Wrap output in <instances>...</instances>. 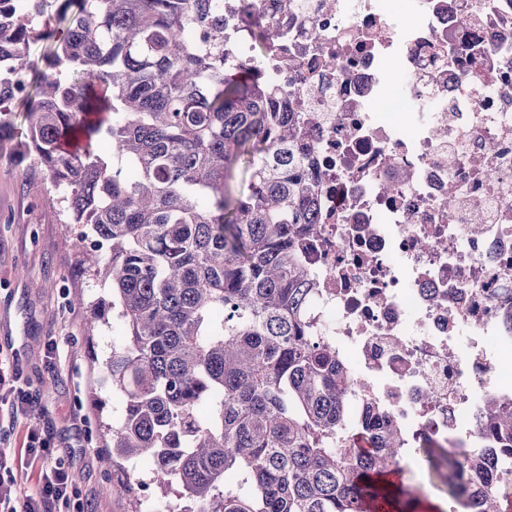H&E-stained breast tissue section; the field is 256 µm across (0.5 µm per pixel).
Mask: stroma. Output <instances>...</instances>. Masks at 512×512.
Listing matches in <instances>:
<instances>
[{
	"instance_id": "1",
	"label": "stroma",
	"mask_w": 512,
	"mask_h": 512,
	"mask_svg": "<svg viewBox=\"0 0 512 512\" xmlns=\"http://www.w3.org/2000/svg\"><path fill=\"white\" fill-rule=\"evenodd\" d=\"M19 148L16 138L0 142V354L34 403L28 418L0 434V450L23 454L29 431H46L75 476L78 512H130V497L115 489L117 471L99 462V419L123 411L101 363L123 343L124 326L112 317L87 331L89 304L109 286L77 267L76 237L65 234L59 205L46 203L42 177L19 162ZM401 479L421 490L418 512H453L454 502L430 484L425 453L408 459Z\"/></svg>"
}]
</instances>
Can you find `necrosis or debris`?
<instances>
[{
    "label": "necrosis or debris",
    "instance_id": "necrosis-or-debris-1",
    "mask_svg": "<svg viewBox=\"0 0 512 512\" xmlns=\"http://www.w3.org/2000/svg\"><path fill=\"white\" fill-rule=\"evenodd\" d=\"M257 0L318 182L313 333L405 447L512 391V0ZM411 15L415 24L405 25Z\"/></svg>",
    "mask_w": 512,
    "mask_h": 512
}]
</instances>
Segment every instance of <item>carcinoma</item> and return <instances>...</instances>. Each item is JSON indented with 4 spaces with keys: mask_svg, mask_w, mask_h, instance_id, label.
Masks as SVG:
<instances>
[{
    "mask_svg": "<svg viewBox=\"0 0 512 512\" xmlns=\"http://www.w3.org/2000/svg\"><path fill=\"white\" fill-rule=\"evenodd\" d=\"M63 30L19 21L49 7ZM252 51L277 38L238 0ZM50 43L37 69L30 44ZM0 139L26 106L27 150L63 224H83L85 270L109 282L86 327L117 313L124 343L103 361L124 410L100 421L105 452L153 462L193 512H408L390 475L410 449L349 418L336 348L310 335L301 249L317 232L303 130L248 60L226 61L217 0H0ZM112 148V159L96 151ZM207 407L206 415L200 414ZM475 445L427 439L428 464L466 512L512 499V397L481 403Z\"/></svg>",
    "mask_w": 512,
    "mask_h": 512,
    "instance_id": "obj_1",
    "label": "carcinoma"
}]
</instances>
